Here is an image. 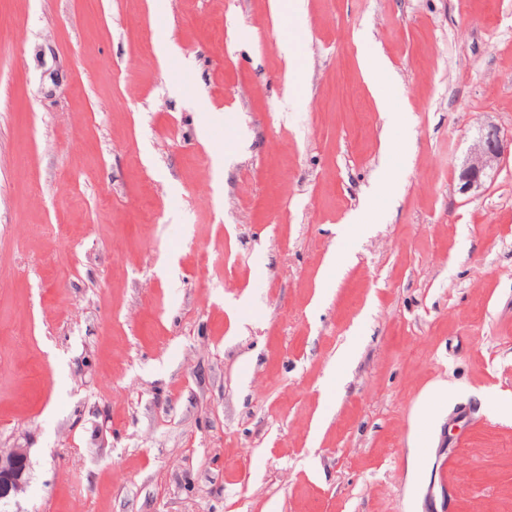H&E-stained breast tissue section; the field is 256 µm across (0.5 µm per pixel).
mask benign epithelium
Masks as SVG:
<instances>
[{
    "label": "benign epithelium",
    "mask_w": 512,
    "mask_h": 512,
    "mask_svg": "<svg viewBox=\"0 0 512 512\" xmlns=\"http://www.w3.org/2000/svg\"><path fill=\"white\" fill-rule=\"evenodd\" d=\"M508 152L512 153V137L506 138L494 124L485 126L460 167V190L464 193L479 191L488 171ZM30 470V449L0 448V502L14 500L26 492Z\"/></svg>",
    "instance_id": "obj_1"
}]
</instances>
